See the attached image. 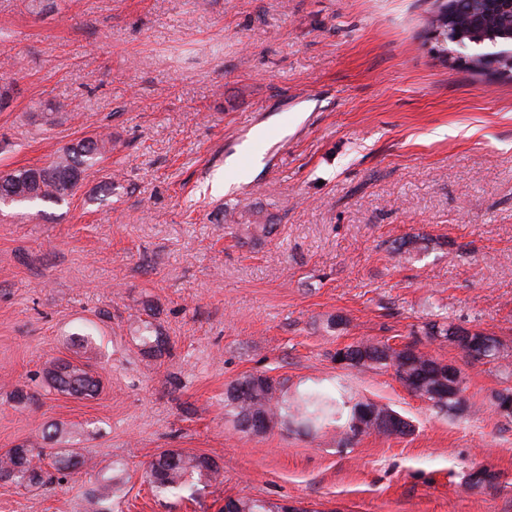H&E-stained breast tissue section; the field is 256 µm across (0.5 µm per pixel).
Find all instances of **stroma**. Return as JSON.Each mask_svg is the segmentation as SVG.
Returning <instances> with one entry per match:
<instances>
[{
  "label": "stroma",
  "instance_id": "1",
  "mask_svg": "<svg viewBox=\"0 0 512 512\" xmlns=\"http://www.w3.org/2000/svg\"><path fill=\"white\" fill-rule=\"evenodd\" d=\"M437 0H0V171L67 145L113 151L60 204L0 210V451L56 425L91 458L63 481L0 482V512H220L249 496L305 512H512V76L467 70L429 36ZM63 103L41 130L29 115ZM264 139H255L258 129ZM249 179L226 168L244 141ZM231 179L224 191L217 177ZM273 224L241 232L244 211ZM429 251L401 262L394 240ZM495 336L498 359L425 343L464 380L443 414L393 370L333 353L409 341L429 320ZM149 323L166 342L144 345ZM85 362L94 396L42 371ZM264 372L288 390L344 386L414 432L336 445L335 429L236 428L228 386ZM206 454L224 482L153 496L161 451ZM493 483H468L477 467Z\"/></svg>",
  "mask_w": 512,
  "mask_h": 512
}]
</instances>
